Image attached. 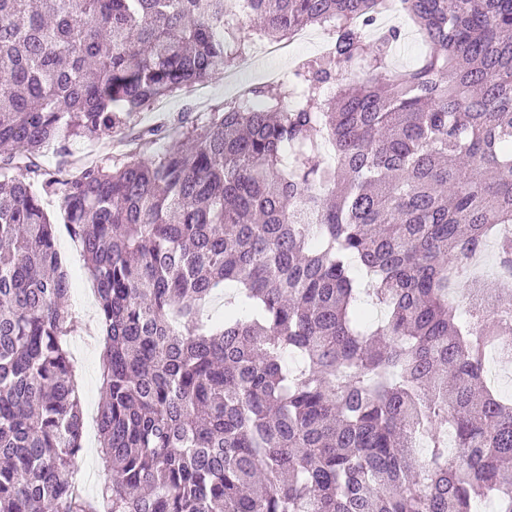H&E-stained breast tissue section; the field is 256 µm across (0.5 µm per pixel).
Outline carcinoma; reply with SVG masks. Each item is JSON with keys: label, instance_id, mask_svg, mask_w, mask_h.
<instances>
[{"label": "carcinoma", "instance_id": "1", "mask_svg": "<svg viewBox=\"0 0 512 512\" xmlns=\"http://www.w3.org/2000/svg\"><path fill=\"white\" fill-rule=\"evenodd\" d=\"M427 52L390 66L392 2ZM0 0V512H512V0ZM309 25L144 160L37 159ZM362 71L342 82L339 76ZM58 196L49 216L43 196ZM97 292L98 500L55 224ZM224 296L218 317L207 313ZM315 48V43L306 44L305 47H290L288 48V54L284 55H278L273 57H266L260 60L259 62V68H270L274 67L282 72V78L281 81L283 83V100L285 104H288L289 101V83L286 76L288 75V72L294 69L296 64L304 58H309L310 54L313 52ZM73 470L77 481L88 474L92 475L91 484L84 488L89 496H95L107 480L108 474L98 459L97 427L94 429L91 441L88 440L84 429V448L75 460Z\"/></svg>", "mask_w": 512, "mask_h": 512}]
</instances>
